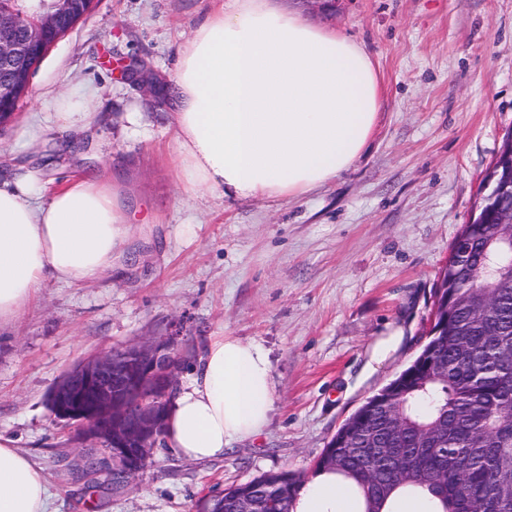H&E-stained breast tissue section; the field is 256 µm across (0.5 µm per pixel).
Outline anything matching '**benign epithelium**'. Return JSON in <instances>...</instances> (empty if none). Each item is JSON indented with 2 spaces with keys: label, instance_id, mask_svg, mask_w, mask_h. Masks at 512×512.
Here are the masks:
<instances>
[{
  "label": "benign epithelium",
  "instance_id": "1",
  "mask_svg": "<svg viewBox=\"0 0 512 512\" xmlns=\"http://www.w3.org/2000/svg\"><path fill=\"white\" fill-rule=\"evenodd\" d=\"M96 0H42L36 24L25 11L6 15L0 6V123L29 95L32 72L46 52L93 9ZM485 187L493 198L512 196V179ZM178 335L131 345L133 372L116 352L88 357L69 369L53 388L48 405L81 450V471H135L160 445L162 415L173 395L184 359Z\"/></svg>",
  "mask_w": 512,
  "mask_h": 512
}]
</instances>
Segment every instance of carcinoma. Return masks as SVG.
<instances>
[{
    "label": "carcinoma",
    "mask_w": 512,
    "mask_h": 512,
    "mask_svg": "<svg viewBox=\"0 0 512 512\" xmlns=\"http://www.w3.org/2000/svg\"><path fill=\"white\" fill-rule=\"evenodd\" d=\"M497 155L512 175L508 142ZM512 197L465 224L434 289L433 326L420 354L328 442L315 472L352 480L363 512H387L400 490L426 492L436 512H512V249L503 212ZM302 485L288 472L225 488L209 512H292Z\"/></svg>",
    "instance_id": "cac0c4a2"
}]
</instances>
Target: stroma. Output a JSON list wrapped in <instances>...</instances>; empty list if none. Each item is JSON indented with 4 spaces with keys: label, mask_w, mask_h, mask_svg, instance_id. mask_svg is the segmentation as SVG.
Segmentation results:
<instances>
[{
    "label": "stroma",
    "mask_w": 512,
    "mask_h": 512,
    "mask_svg": "<svg viewBox=\"0 0 512 512\" xmlns=\"http://www.w3.org/2000/svg\"><path fill=\"white\" fill-rule=\"evenodd\" d=\"M372 55L384 85L376 132L336 183L297 199L187 197L172 163L163 96L179 47L213 0H97L35 67L0 124V172L38 171L44 192L98 169L137 210L125 272L66 285L0 325V433L43 470L57 512H197L261 474L311 478L344 421L420 353L434 288L512 130V0H283ZM90 88L79 150L34 130L64 95ZM139 115L129 123L128 113ZM180 328L269 352L276 410L256 438L192 461L156 448L133 483L78 480L48 391L79 361ZM399 337L383 364L376 340Z\"/></svg>",
    "instance_id": "stroma-1"
}]
</instances>
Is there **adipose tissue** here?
Returning a JSON list of instances; mask_svg holds the SVG:
<instances>
[{"instance_id": "adipose-tissue-1", "label": "adipose tissue", "mask_w": 512, "mask_h": 512, "mask_svg": "<svg viewBox=\"0 0 512 512\" xmlns=\"http://www.w3.org/2000/svg\"><path fill=\"white\" fill-rule=\"evenodd\" d=\"M182 192L236 200L299 198L358 160L379 121L383 83L369 52L276 0H219L178 50L167 89ZM135 214L110 174L70 179L41 198L36 172L0 177V323L46 279L88 284L126 258ZM275 409L259 343L214 336L169 408L165 444L190 460L222 457ZM42 469L0 436V512H53ZM357 491L321 472L293 512H360Z\"/></svg>"}]
</instances>
